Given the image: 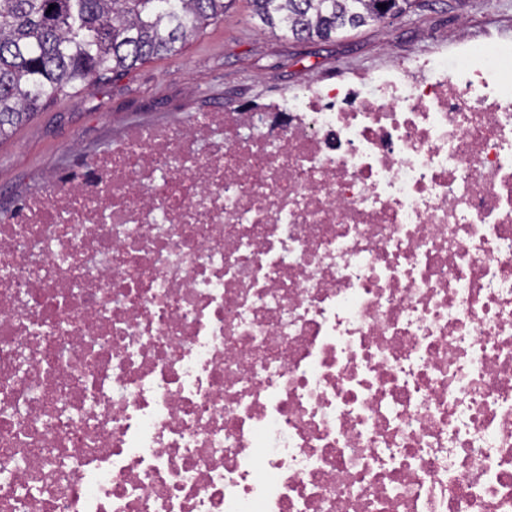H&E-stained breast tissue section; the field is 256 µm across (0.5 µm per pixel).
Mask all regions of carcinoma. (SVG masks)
Here are the masks:
<instances>
[{"mask_svg": "<svg viewBox=\"0 0 512 512\" xmlns=\"http://www.w3.org/2000/svg\"><path fill=\"white\" fill-rule=\"evenodd\" d=\"M251 2L264 26L298 40L385 18L384 0ZM222 19L224 0H0V140L60 97L179 53Z\"/></svg>", "mask_w": 512, "mask_h": 512, "instance_id": "1", "label": "carcinoma"}]
</instances>
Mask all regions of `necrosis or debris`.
I'll use <instances>...</instances> for the list:
<instances>
[{
    "mask_svg": "<svg viewBox=\"0 0 512 512\" xmlns=\"http://www.w3.org/2000/svg\"><path fill=\"white\" fill-rule=\"evenodd\" d=\"M274 108L0 224V512H512V43Z\"/></svg>",
    "mask_w": 512,
    "mask_h": 512,
    "instance_id": "obj_1",
    "label": "necrosis or debris"
}]
</instances>
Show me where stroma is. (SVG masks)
Here are the masks:
<instances>
[{
    "instance_id": "obj_1",
    "label": "stroma",
    "mask_w": 512,
    "mask_h": 512,
    "mask_svg": "<svg viewBox=\"0 0 512 512\" xmlns=\"http://www.w3.org/2000/svg\"><path fill=\"white\" fill-rule=\"evenodd\" d=\"M512 41V0H413L405 13L327 41L259 29L250 0H228L224 19L177 55L51 102L0 141V222L50 179L79 170L133 126H180L216 108L266 112L284 93L336 76L369 75L393 57L451 52L460 34Z\"/></svg>"
}]
</instances>
